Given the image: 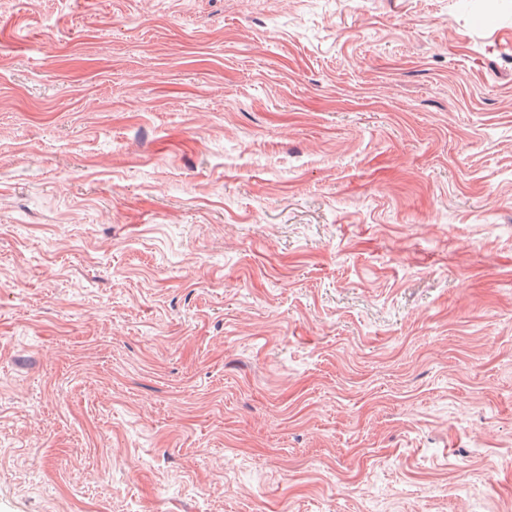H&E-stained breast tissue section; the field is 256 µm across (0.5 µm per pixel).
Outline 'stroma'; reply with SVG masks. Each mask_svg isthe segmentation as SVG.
Returning <instances> with one entry per match:
<instances>
[{
	"label": "stroma",
	"mask_w": 512,
	"mask_h": 512,
	"mask_svg": "<svg viewBox=\"0 0 512 512\" xmlns=\"http://www.w3.org/2000/svg\"><path fill=\"white\" fill-rule=\"evenodd\" d=\"M0 512H512V10L0 0Z\"/></svg>",
	"instance_id": "1"
}]
</instances>
